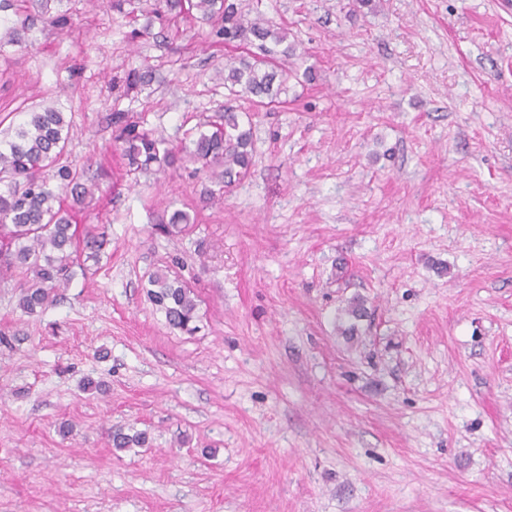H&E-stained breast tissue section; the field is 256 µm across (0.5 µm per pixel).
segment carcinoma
I'll return each instance as SVG.
<instances>
[{"label":"carcinoma","instance_id":"cac0c4a2","mask_svg":"<svg viewBox=\"0 0 512 512\" xmlns=\"http://www.w3.org/2000/svg\"><path fill=\"white\" fill-rule=\"evenodd\" d=\"M166 11L180 15L193 13L203 22H219L215 35L227 42L258 43L271 52L267 41L277 44L286 34L276 32L260 16H251L234 0H161ZM17 8L14 0H0V27L7 28L9 41L18 42L20 26L11 24L5 12ZM288 66L262 69L245 59L224 65V85L236 86L250 96L256 106H268L285 90ZM118 126L116 139L132 171L148 172L176 169L186 161L197 162L212 176L230 187L241 181L253 165L254 145L251 130L240 125L239 113L224 109L219 121L201 124L192 148L179 154L165 141L126 119L120 112L112 117ZM71 124L64 113L53 109L30 113L15 130V138L0 147V283L20 271L18 306L28 314L46 309L57 290L68 286L71 269L78 257L96 259L107 243L104 236L89 229L79 231L72 215L61 206L62 190L79 203L90 189L79 170L62 163L70 141ZM56 188L50 187V181ZM149 299L165 314L170 326L188 334L197 330V299L194 292L179 284L163 270L149 279ZM117 450L146 445L147 433L123 427L110 432Z\"/></svg>","mask_w":512,"mask_h":512}]
</instances>
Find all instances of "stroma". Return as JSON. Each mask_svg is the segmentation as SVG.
I'll return each mask as SVG.
<instances>
[{
  "label": "stroma",
  "instance_id": "obj_1",
  "mask_svg": "<svg viewBox=\"0 0 512 512\" xmlns=\"http://www.w3.org/2000/svg\"><path fill=\"white\" fill-rule=\"evenodd\" d=\"M241 3L294 49L279 104L221 73L280 54L141 0H52L69 27L0 45V119L65 113L74 221L107 239L44 312L0 284V512H512V0ZM227 107L255 156L224 190L114 140L116 112L180 147ZM149 299L165 314L170 326L192 334L197 330V297L194 292L171 279L163 270L156 271L149 279ZM123 427L115 428L110 432V440L115 449L143 447L148 442L147 433L144 431H133Z\"/></svg>",
  "mask_w": 512,
  "mask_h": 512
}]
</instances>
